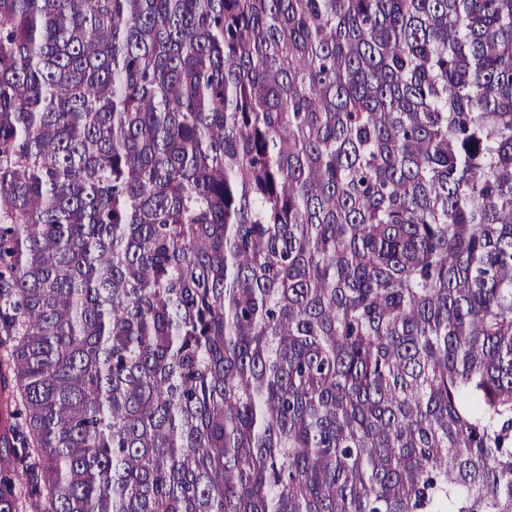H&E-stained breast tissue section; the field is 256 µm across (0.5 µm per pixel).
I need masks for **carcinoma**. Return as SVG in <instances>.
<instances>
[{
	"instance_id": "cac0c4a2",
	"label": "carcinoma",
	"mask_w": 512,
	"mask_h": 512,
	"mask_svg": "<svg viewBox=\"0 0 512 512\" xmlns=\"http://www.w3.org/2000/svg\"><path fill=\"white\" fill-rule=\"evenodd\" d=\"M1 347L0 512H512V0H0Z\"/></svg>"
}]
</instances>
